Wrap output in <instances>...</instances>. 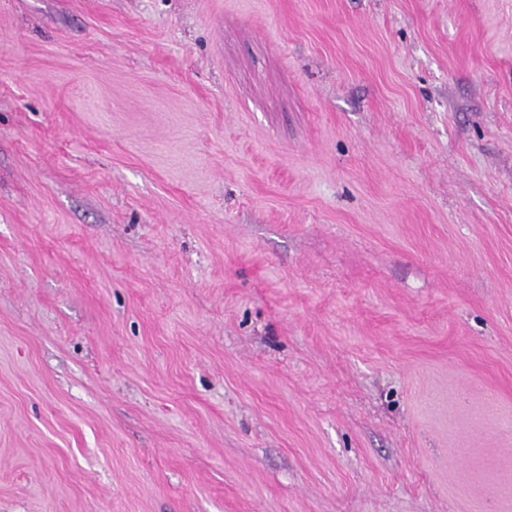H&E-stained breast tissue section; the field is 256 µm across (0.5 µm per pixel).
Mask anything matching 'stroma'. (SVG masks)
Segmentation results:
<instances>
[{"label": "stroma", "mask_w": 512, "mask_h": 512, "mask_svg": "<svg viewBox=\"0 0 512 512\" xmlns=\"http://www.w3.org/2000/svg\"><path fill=\"white\" fill-rule=\"evenodd\" d=\"M0 512H512V0H0Z\"/></svg>", "instance_id": "stroma-1"}]
</instances>
